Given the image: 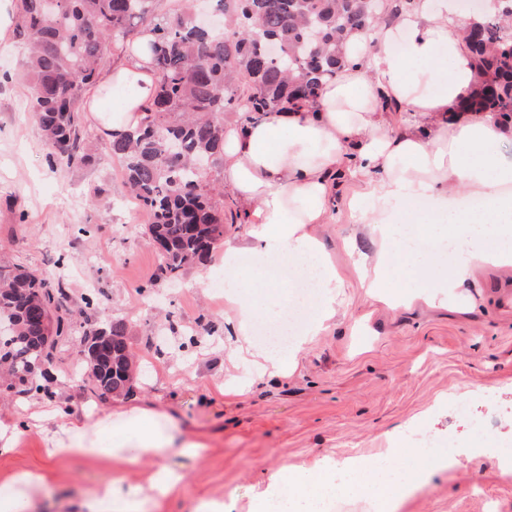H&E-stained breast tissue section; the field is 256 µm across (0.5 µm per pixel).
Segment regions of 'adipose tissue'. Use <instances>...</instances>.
I'll list each match as a JSON object with an SVG mask.
<instances>
[{"mask_svg":"<svg viewBox=\"0 0 512 512\" xmlns=\"http://www.w3.org/2000/svg\"><path fill=\"white\" fill-rule=\"evenodd\" d=\"M462 0H405L395 22L375 33L351 34L343 47L346 66L319 91L315 106L268 112L224 126V183L249 224L251 242L227 245L224 271L232 273L249 256L268 261L272 282L287 284L285 259L313 261L321 302L296 347L327 329L336 316V290L344 282L328 262L312 225L326 223L336 205L337 178L355 177L362 190L349 203L350 215L369 225L379 249L361 287H373L393 259H400L419 288H459L476 267H512V163L499 155L512 129L471 108L483 69L459 32ZM138 37L123 61L101 75L87 95L89 117L108 133L136 126L139 115L108 120L103 92L117 82L137 86L134 105L154 94L155 80ZM420 115L390 131L388 105ZM419 225L420 237L448 227L445 243L453 259L437 267L416 243L392 248L390 227ZM47 457H107L126 464L156 462L149 486L124 478L107 480L81 497L78 512H156L159 500L180 482L165 464L179 443L170 415L133 407L112 416L110 429L56 408L36 414ZM452 457L427 460L421 449L389 447L376 459L348 456L323 460L302 472L282 470L292 495L282 512H331L340 498H364L369 512H395L397 498L430 471L455 466ZM340 470L337 483L329 471ZM46 489L44 476L23 470L0 490V512H33Z\"/></svg>","mask_w":512,"mask_h":512,"instance_id":"1","label":"adipose tissue"}]
</instances>
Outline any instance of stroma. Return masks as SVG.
<instances>
[{
  "label": "stroma",
  "mask_w": 512,
  "mask_h": 512,
  "mask_svg": "<svg viewBox=\"0 0 512 512\" xmlns=\"http://www.w3.org/2000/svg\"><path fill=\"white\" fill-rule=\"evenodd\" d=\"M0 58V271L23 268L63 283L76 313L41 377L40 392L0 399V420L16 423L0 486L15 472L44 474L50 497L35 512H76L83 492L116 476L147 483L155 464L47 457L30 418L45 404L96 417L134 406L173 416L197 454L168 458L182 479L160 512L202 502L249 512L281 467L325 457L375 455L405 432L411 443L456 455L399 503L397 512H512V269L476 268L466 287L426 288L400 306L358 285V263L377 246L352 223L346 179L327 223L312 225L345 286L334 324L297 355L288 375L250 381L232 311L212 286L225 243L248 237L239 208L224 205V240L177 279L160 271L144 236L148 216L107 155L51 167L41 133L23 112L30 88L26 51L9 39ZM113 318L127 325L137 361L132 394L100 398L84 381V330Z\"/></svg>",
  "instance_id": "stroma-1"
}]
</instances>
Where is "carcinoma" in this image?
Instances as JSON below:
<instances>
[{
    "label": "carcinoma",
    "instance_id": "1",
    "mask_svg": "<svg viewBox=\"0 0 512 512\" xmlns=\"http://www.w3.org/2000/svg\"><path fill=\"white\" fill-rule=\"evenodd\" d=\"M192 0L162 17L153 0H13L17 39L28 46L31 96L27 112L41 132L51 163L84 162L102 149L117 159L139 206L148 214L149 236L162 241L161 270L175 279L224 237V218L214 189L203 181L205 165L222 158L220 115L315 105L321 86L344 66L340 47L354 31L371 32L382 20L384 0H213L224 18L218 29L201 27ZM150 33L154 96L136 108L140 123L106 140L84 123L86 93L110 69L109 48H124L130 34ZM280 53L272 55L268 39ZM467 40L491 81L476 102L512 124V24L487 14ZM176 153L160 161L169 144ZM62 283L18 270L0 278V366L6 392L29 391L34 366L51 363L58 338L71 332ZM31 303L47 315L48 328L31 319ZM117 344L112 366L91 379L102 396L133 388L132 355L121 346L126 324L103 325Z\"/></svg>",
    "mask_w": 512,
    "mask_h": 512
}]
</instances>
